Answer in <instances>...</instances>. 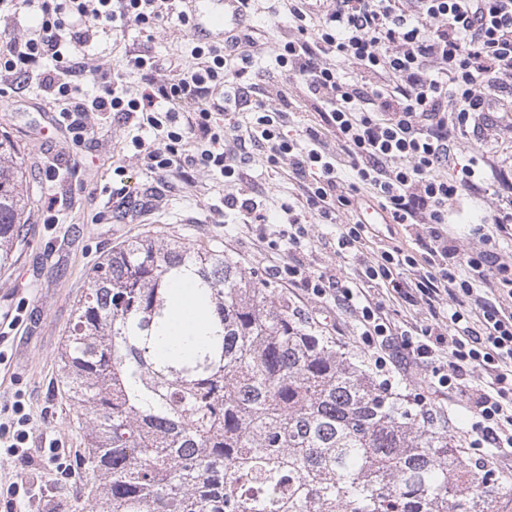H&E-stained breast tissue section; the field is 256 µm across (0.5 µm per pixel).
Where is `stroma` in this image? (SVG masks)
<instances>
[{
    "instance_id": "stroma-1",
    "label": "stroma",
    "mask_w": 512,
    "mask_h": 512,
    "mask_svg": "<svg viewBox=\"0 0 512 512\" xmlns=\"http://www.w3.org/2000/svg\"><path fill=\"white\" fill-rule=\"evenodd\" d=\"M253 23V54L262 78L257 98L273 112L282 107L281 86L288 85L276 63L277 45L290 30L266 0H259ZM191 39V33L179 26L150 37L127 27L96 33L84 54L90 67L124 74L128 88L134 90L139 78L126 72L127 55L149 51L160 65L159 78L166 79L188 63ZM56 108L52 94L34 84L23 93L0 97V135L18 149L34 190L27 215L30 245L12 269L0 274V419L7 409L23 404L30 421L29 455L40 459L44 441L50 438L67 467L40 464L11 495L7 489L24 463L0 447V512H19L26 506L31 512H88L89 473L74 465L86 448L85 434L57 384L59 355L86 287L87 271L132 237L174 235L194 247L222 243L246 273L287 294L302 316L346 344L377 382L413 400L414 377L375 370L349 314L288 287L271 273L273 267L295 261L314 269L346 267L336 226L307 224L305 248L291 253L267 247L258 231L225 209V194H243L275 221H284L281 203L299 196L287 168L269 166L263 152L255 150L241 163L234 185L197 170L153 173L133 146L135 139L153 138L152 128L118 120L111 112H92L87 121L93 131L77 142L56 124ZM480 121L487 124L489 136L468 138V152L487 151L512 160V112H486ZM122 184L128 188L123 203L113 195ZM489 206V201L478 199L454 211L448 237L461 250L480 249L473 230Z\"/></svg>"
}]
</instances>
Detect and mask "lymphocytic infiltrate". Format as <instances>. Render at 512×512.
Here are the masks:
<instances>
[{
    "mask_svg": "<svg viewBox=\"0 0 512 512\" xmlns=\"http://www.w3.org/2000/svg\"><path fill=\"white\" fill-rule=\"evenodd\" d=\"M281 2L294 35L277 63L325 107L322 128H308L303 143L283 138L260 103L246 123L212 121L216 94L230 87L243 97L256 87L253 26L220 45L192 44L188 66L163 81L153 57L130 56L126 68L143 85L136 96L122 75H98L81 60L108 23L148 33L173 21L190 27V15L172 0H15V15L35 21L0 49V76L55 93L63 103L58 121L78 141L90 132L88 113L144 114L155 139L134 146L153 172L187 167L232 179L248 149H263L268 164L287 166L303 197L282 204L286 222L269 242L273 249H302L305 224H338L369 194L388 223L414 230V249L375 240L371 226L356 220L338 224L339 246L359 263L356 277L300 263L275 274L349 313L377 369L391 356L402 372L424 368L421 413L436 423L453 407L469 408L470 447L487 449L488 462L498 464L512 457V311L501 303L512 299V277L497 259L495 235L512 224V180L495 159L474 155L463 164L455 152L491 102L512 95V0H333L319 22L309 0ZM97 79L99 94L85 96L83 83ZM187 103L195 104L193 115L176 124L173 107ZM228 135L234 148L224 146ZM490 190L495 203L485 221L493 229L482 234V249L463 251L448 239V217ZM387 301L426 306L431 320L391 321L382 311ZM476 370L484 380L477 391L468 382ZM441 391L444 407L431 401Z\"/></svg>",
    "mask_w": 512,
    "mask_h": 512,
    "instance_id": "1",
    "label": "lymphocytic infiltrate"
}]
</instances>
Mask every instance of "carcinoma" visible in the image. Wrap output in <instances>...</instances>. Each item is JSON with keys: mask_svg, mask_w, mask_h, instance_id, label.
Here are the masks:
<instances>
[{"mask_svg": "<svg viewBox=\"0 0 512 512\" xmlns=\"http://www.w3.org/2000/svg\"><path fill=\"white\" fill-rule=\"evenodd\" d=\"M23 177L1 138L0 271L27 244ZM187 273L206 324L161 352ZM87 281L60 361L90 512H498L512 493L218 244L136 238Z\"/></svg>", "mask_w": 512, "mask_h": 512, "instance_id": "obj_1", "label": "carcinoma"}]
</instances>
